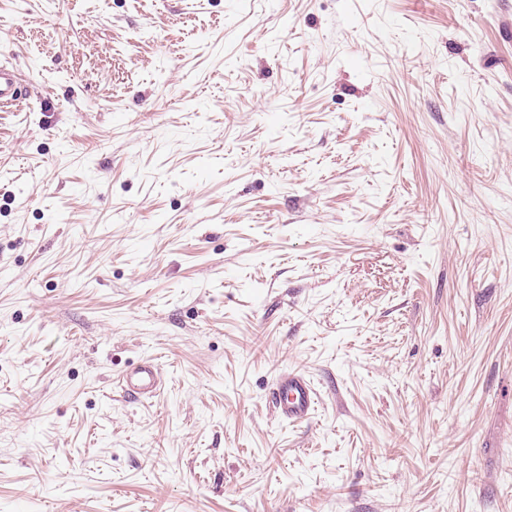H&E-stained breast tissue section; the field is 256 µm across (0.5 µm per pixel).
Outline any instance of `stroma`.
Returning <instances> with one entry per match:
<instances>
[{
	"instance_id": "obj_1",
	"label": "stroma",
	"mask_w": 512,
	"mask_h": 512,
	"mask_svg": "<svg viewBox=\"0 0 512 512\" xmlns=\"http://www.w3.org/2000/svg\"><path fill=\"white\" fill-rule=\"evenodd\" d=\"M0 61V512H512V0H0ZM22 81L20 73L14 67L0 63V110L7 105H17L21 100ZM115 386L123 398L138 402L151 400L162 387L160 369L152 361L144 360L133 370L120 374ZM316 399L314 386L300 372L281 374L269 391V401L277 418L291 423L310 419Z\"/></svg>"
}]
</instances>
